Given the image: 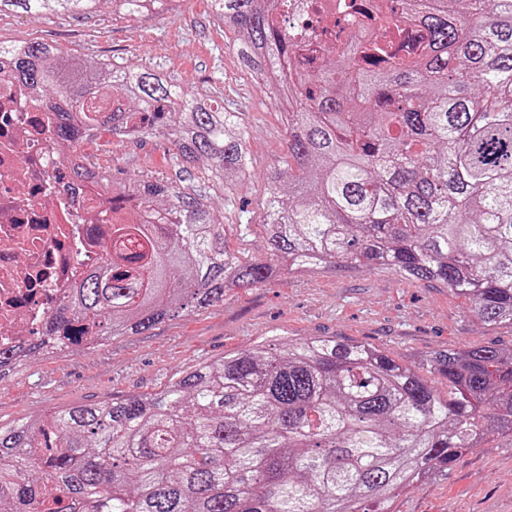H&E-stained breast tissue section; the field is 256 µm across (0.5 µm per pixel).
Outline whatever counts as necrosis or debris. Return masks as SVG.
<instances>
[{"label":"necrosis or debris","mask_w":512,"mask_h":512,"mask_svg":"<svg viewBox=\"0 0 512 512\" xmlns=\"http://www.w3.org/2000/svg\"><path fill=\"white\" fill-rule=\"evenodd\" d=\"M401 0H289L301 66L343 47L361 31L356 7ZM107 153L63 144L52 110L0 58V348L21 350L42 332L70 288L105 255L110 230L136 204L113 202ZM93 171L94 183L75 167Z\"/></svg>","instance_id":"necrosis-or-debris-1"}]
</instances>
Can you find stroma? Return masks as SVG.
I'll return each instance as SVG.
<instances>
[{"instance_id":"35a3bbf8","label":"stroma","mask_w":512,"mask_h":512,"mask_svg":"<svg viewBox=\"0 0 512 512\" xmlns=\"http://www.w3.org/2000/svg\"><path fill=\"white\" fill-rule=\"evenodd\" d=\"M80 58H109L151 68L206 101L240 112L247 133L249 176L233 201L205 180V162L181 182L206 197L240 257H268L262 225L267 177L282 168L287 130L281 105L245 71L227 47L228 35L210 0H164L156 14L101 7L80 17L0 8V43L46 41ZM112 155V180L137 174L173 181L171 145L142 144L102 133ZM309 336H336L379 347L398 360L413 353L495 345L512 348V324H491L447 288L402 279L393 270L343 266L283 272L271 283L232 291L221 305L199 309L133 336L31 360L25 372L0 382V423L32 419L76 403L157 391L195 366L257 344L278 349ZM393 512H512V438L470 449L440 481L410 487Z\"/></svg>"}]
</instances>
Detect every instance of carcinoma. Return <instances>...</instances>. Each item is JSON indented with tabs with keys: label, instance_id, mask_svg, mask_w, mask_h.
Wrapping results in <instances>:
<instances>
[{
	"label": "carcinoma",
	"instance_id": "carcinoma-1",
	"mask_svg": "<svg viewBox=\"0 0 512 512\" xmlns=\"http://www.w3.org/2000/svg\"><path fill=\"white\" fill-rule=\"evenodd\" d=\"M94 0H0L77 16ZM227 47L288 104L286 168L269 176V259L244 260L203 196L133 177L139 202L112 225L107 273L89 272L48 317L55 351L143 333L288 270L338 263L437 283L489 323L512 322V0H403L369 17L383 35L422 27L399 55L351 42L288 73L285 0H212ZM13 73L55 110L57 137L130 127L165 134L178 171L209 161L230 192L249 171L239 113L149 68L75 59L44 42L0 44ZM448 380L440 396L419 374ZM26 368L0 350V380ZM0 424L7 512H391L400 492L447 472L491 436L512 435V349L397 361L376 346L312 336L224 354L148 394Z\"/></svg>",
	"mask_w": 512,
	"mask_h": 512
}]
</instances>
